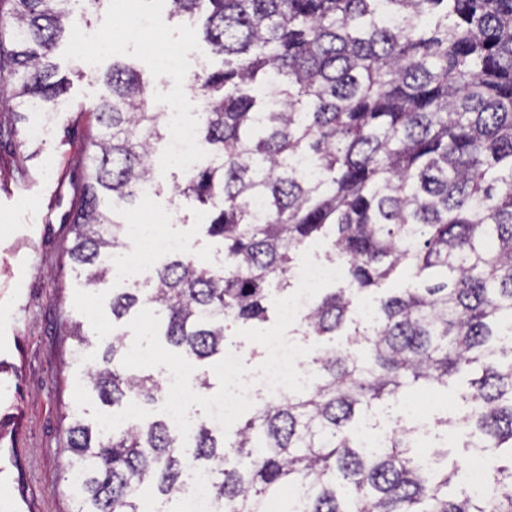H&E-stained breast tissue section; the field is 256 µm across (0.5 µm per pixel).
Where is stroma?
Listing matches in <instances>:
<instances>
[{
	"mask_svg": "<svg viewBox=\"0 0 512 512\" xmlns=\"http://www.w3.org/2000/svg\"><path fill=\"white\" fill-rule=\"evenodd\" d=\"M152 0H107L78 23L58 45L52 61L68 79L66 92L51 113L48 136L29 135L30 120L0 112V331L13 338L17 368L0 378V412L18 406L26 426L18 437L21 490L35 512H73L75 502L67 480L66 429L73 417L99 427L121 410L99 400L87 371L100 358L105 341L122 336L132 343L127 321L112 318L109 302L116 288L142 285L138 269L110 282L86 285L70 256L71 218L78 205V188L89 171L91 138L98 134L96 112L110 95L103 75L113 63L142 74L153 111L165 112L180 104L187 112L201 109V100L189 89L196 61L209 69L222 59L204 41L201 20L176 17L163 20L154 38L180 45L179 64L160 69L154 55L141 47L140 34L127 30L130 13H150ZM100 31L112 38L103 53L88 45L86 33ZM165 146L155 150V178L161 187L147 204L124 209L130 221L143 211L169 216L159 231L184 240L195 261L212 264L223 257L221 243L206 235L207 209L174 193L184 183L186 168L164 159ZM88 333L86 344L72 334L75 324Z\"/></svg>",
	"mask_w": 512,
	"mask_h": 512,
	"instance_id": "obj_1",
	"label": "stroma"
}]
</instances>
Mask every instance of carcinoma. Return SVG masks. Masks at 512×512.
<instances>
[{"label": "carcinoma", "mask_w": 512, "mask_h": 512, "mask_svg": "<svg viewBox=\"0 0 512 512\" xmlns=\"http://www.w3.org/2000/svg\"><path fill=\"white\" fill-rule=\"evenodd\" d=\"M0 31V110L29 112L64 92L48 54L65 23L105 0H12ZM172 15L204 17L223 57L193 76L204 101L197 133L210 162L175 191L211 210L217 270L175 255L152 288L112 292L122 320L150 303L169 345L194 363L224 353L229 324L267 320L271 286L293 288L311 240L331 239L347 285L309 303L307 336L345 332L348 348L309 361L305 393L261 404L230 440L205 420L192 459L209 476L214 512H512V0H170ZM112 98L73 215L71 256L86 284L115 279L107 257L123 240L110 213L154 181L155 144L169 134L140 75L112 65ZM112 200V212L102 198ZM410 273L422 288L377 300L371 324L354 299ZM362 345L365 360L350 350ZM122 338L88 377L115 406L156 400L146 369H126ZM471 375L460 410L500 465L475 499L448 495V452L418 451L397 416L383 447L360 430L380 404L448 389ZM75 512H144L141 491L180 492L187 456L166 420L92 433L67 429Z\"/></svg>", "instance_id": "cac0c4a2"}]
</instances>
